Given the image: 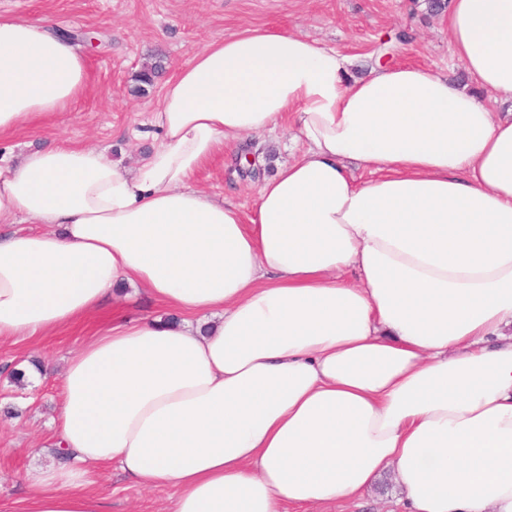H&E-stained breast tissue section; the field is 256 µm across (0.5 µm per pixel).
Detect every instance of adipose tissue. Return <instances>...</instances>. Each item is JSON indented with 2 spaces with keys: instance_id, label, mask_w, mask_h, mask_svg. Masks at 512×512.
Instances as JSON below:
<instances>
[{
  "instance_id": "adipose-tissue-1",
  "label": "adipose tissue",
  "mask_w": 512,
  "mask_h": 512,
  "mask_svg": "<svg viewBox=\"0 0 512 512\" xmlns=\"http://www.w3.org/2000/svg\"><path fill=\"white\" fill-rule=\"evenodd\" d=\"M447 17L469 90L409 64L354 78L336 48L252 29L164 83L135 169L0 157V338L114 302L66 361L69 457L13 512H108L101 465L174 488L170 512H287L388 475L404 512H512V0ZM86 72L55 25L0 14V137L67 111ZM287 123L301 149L251 213L192 186ZM124 288L171 318L128 320Z\"/></svg>"
}]
</instances>
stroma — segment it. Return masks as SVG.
Instances as JSON below:
<instances>
[{
  "label": "stroma",
  "instance_id": "obj_1",
  "mask_svg": "<svg viewBox=\"0 0 512 512\" xmlns=\"http://www.w3.org/2000/svg\"><path fill=\"white\" fill-rule=\"evenodd\" d=\"M0 13L29 21L49 19L60 29L86 34L81 47L88 65L87 90L69 112L31 122L0 139V153L20 155L59 142L90 146L123 168L149 147L141 125L150 123L160 86L135 90L142 64L161 60L169 79L192 51L248 28L293 30L352 56V73L368 75L381 57L412 63L449 82L470 85L453 58L443 13H430L426 0H0ZM299 145L290 129L247 137L243 146L215 155L194 176V187L223 195L242 211L252 208L259 183L243 176L249 156L285 164ZM90 318L38 339L0 340V504L25 493L29 471L47 468L54 457L48 443L55 429L59 385L67 358L100 327ZM27 359L44 363L39 384H18L10 368ZM40 454H33L35 445ZM97 488L111 512H169L173 491L143 490L99 467ZM323 512H402L393 482Z\"/></svg>",
  "mask_w": 512,
  "mask_h": 512
}]
</instances>
